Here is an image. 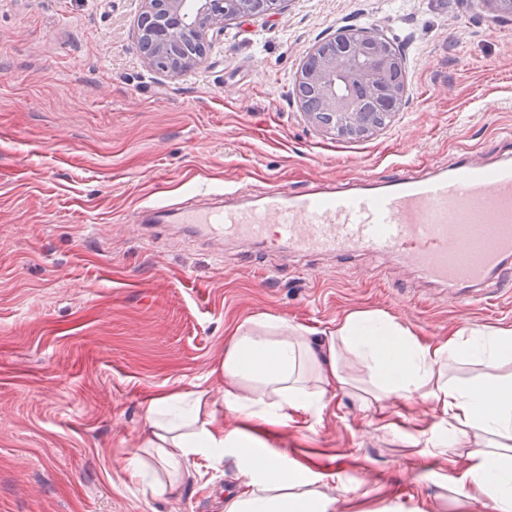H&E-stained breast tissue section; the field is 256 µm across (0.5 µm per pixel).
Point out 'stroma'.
<instances>
[{"label": "stroma", "instance_id": "stroma-1", "mask_svg": "<svg viewBox=\"0 0 512 512\" xmlns=\"http://www.w3.org/2000/svg\"><path fill=\"white\" fill-rule=\"evenodd\" d=\"M135 0H0V512H222L243 460L194 456L157 498L123 470L145 409L170 391L221 396L227 336L266 314L323 334L357 311L429 341L512 329V276L458 305L395 261L216 256L189 230L149 240L137 208L197 185L299 191L398 160L512 150V21L479 0H292L229 21L200 72L146 65ZM405 47V102L350 140L311 126L294 76L346 25ZM243 425L298 473L349 492L336 512H487L466 447L441 448L430 403L328 398L286 425Z\"/></svg>", "mask_w": 512, "mask_h": 512}]
</instances>
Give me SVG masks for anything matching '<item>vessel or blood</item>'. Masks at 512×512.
<instances>
[{"instance_id": "obj_1", "label": "vessel or blood", "mask_w": 512, "mask_h": 512, "mask_svg": "<svg viewBox=\"0 0 512 512\" xmlns=\"http://www.w3.org/2000/svg\"><path fill=\"white\" fill-rule=\"evenodd\" d=\"M385 181L362 174L344 187L320 184L288 192L270 183L243 194L199 189L178 202L144 203L142 224H190L213 243H261L295 256H393L450 301L484 298L512 271V156L485 161L462 151L448 167L400 162Z\"/></svg>"}]
</instances>
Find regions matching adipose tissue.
Wrapping results in <instances>:
<instances>
[{
    "label": "adipose tissue",
    "instance_id": "obj_1",
    "mask_svg": "<svg viewBox=\"0 0 512 512\" xmlns=\"http://www.w3.org/2000/svg\"><path fill=\"white\" fill-rule=\"evenodd\" d=\"M349 355L368 367L373 401L421 398L438 406L451 446L475 433L485 437L469 452L466 474L497 512H512V379L459 384L451 377L473 361L496 370L512 357V330L430 342L374 312L351 313L322 338L272 316L237 328L214 366L224 379L222 399L213 400L206 390L154 398L126 472L151 475L150 493L162 497L174 491L192 456L233 451L246 465L237 489L224 496V512H336L344 482L334 492L321 491L315 480L288 471L282 450L257 451L237 428L225 427L224 415L280 425L291 411L319 409L326 397L353 391L342 368Z\"/></svg>",
    "mask_w": 512,
    "mask_h": 512
}]
</instances>
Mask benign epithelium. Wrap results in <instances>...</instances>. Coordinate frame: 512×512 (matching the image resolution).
<instances>
[{
	"label": "benign epithelium",
	"mask_w": 512,
	"mask_h": 512,
	"mask_svg": "<svg viewBox=\"0 0 512 512\" xmlns=\"http://www.w3.org/2000/svg\"><path fill=\"white\" fill-rule=\"evenodd\" d=\"M290 0H195V11H184L185 0H138L136 40L142 59L167 60L166 72L183 76L198 72L197 43L211 47L224 36L226 21L281 11ZM336 54H314L295 76V86L314 90L319 108L343 118L344 132L360 134L362 105L380 101L399 109L406 86L390 80L405 67V57L386 36L362 28L342 27L333 37Z\"/></svg>",
	"instance_id": "benign-epithelium-1"
}]
</instances>
